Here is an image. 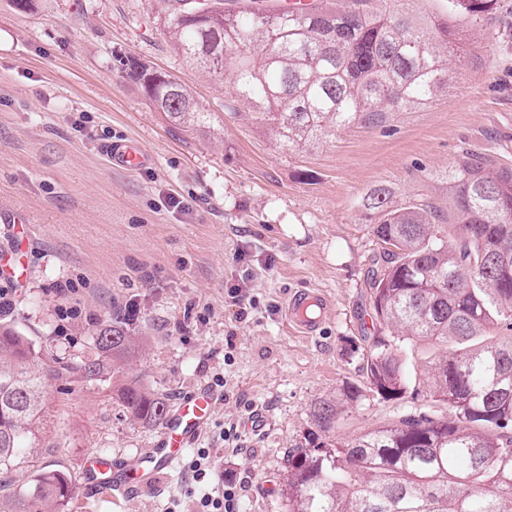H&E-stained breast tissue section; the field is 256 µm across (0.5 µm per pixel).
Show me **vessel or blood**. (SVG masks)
Here are the masks:
<instances>
[{
  "label": "vessel or blood",
  "mask_w": 512,
  "mask_h": 512,
  "mask_svg": "<svg viewBox=\"0 0 512 512\" xmlns=\"http://www.w3.org/2000/svg\"><path fill=\"white\" fill-rule=\"evenodd\" d=\"M110 158L114 166L133 171L148 159L134 141L114 145ZM331 311L327 298L320 293L298 292L288 300L290 321L307 334H314ZM213 407L208 391L184 397L172 412L166 426L151 448L123 462L107 456L95 457L88 467L87 484L105 487L122 495L157 486L161 479L176 471L181 459L202 431Z\"/></svg>",
  "instance_id": "vessel-or-blood-1"
}]
</instances>
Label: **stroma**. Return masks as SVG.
<instances>
[{
	"mask_svg": "<svg viewBox=\"0 0 512 512\" xmlns=\"http://www.w3.org/2000/svg\"><path fill=\"white\" fill-rule=\"evenodd\" d=\"M0 0V267L19 264L12 306L0 321L45 354H95L92 339L140 311L134 347L114 378H63L46 389L54 464L87 489L94 454L123 459L150 447L163 423L130 420L119 385L143 380L170 405L213 388V416L197 438L218 448L220 469L241 484L243 512H284L276 495L289 454L315 433V402L362 389L330 433L346 441L405 418L415 399L369 391L362 355L374 334L365 288L379 247L363 201L379 184L395 201L443 199L442 176L473 153L512 166V0L491 23L448 10V0H409L462 34L464 59L446 95L395 116L389 129L353 128L314 149L275 140L224 112L227 83L192 69L169 47L153 0ZM136 58L179 77L218 121L184 136L128 77ZM138 141L150 159L112 167L113 145ZM183 198L190 212L165 207ZM247 281V317L226 298ZM77 290L62 295L57 284ZM324 294L332 314L313 335L286 311L298 291ZM276 303V314L265 313ZM233 429L237 451L225 450ZM187 469L98 512H193Z\"/></svg>",
	"mask_w": 512,
	"mask_h": 512,
	"instance_id": "1",
	"label": "stroma"
}]
</instances>
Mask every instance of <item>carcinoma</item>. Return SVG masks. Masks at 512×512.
<instances>
[{"label": "carcinoma", "mask_w": 512, "mask_h": 512, "mask_svg": "<svg viewBox=\"0 0 512 512\" xmlns=\"http://www.w3.org/2000/svg\"><path fill=\"white\" fill-rule=\"evenodd\" d=\"M172 49L226 80L224 108L286 150L350 128H383L448 92L460 41L448 27L395 0H344L293 14L263 0H155ZM499 0H448L480 22ZM124 70L147 89L153 66ZM153 106L177 130L204 133L211 113L179 79L154 84ZM448 208L429 198L397 204L377 187L364 208L381 245L367 272L378 335L364 368L385 398L425 392L419 415L344 442L314 437L288 456L278 495L286 512H512V168L466 157L445 178ZM98 356L49 360L35 341L0 324V512H69L75 481L37 464L47 383L63 375L93 383L117 371L133 337L107 324ZM427 349L421 363L414 346ZM135 420L160 422L167 399L131 382L120 388ZM341 410L318 401L328 432ZM31 480L11 491L20 465Z\"/></svg>", "instance_id": "cac0c4a2"}]
</instances>
